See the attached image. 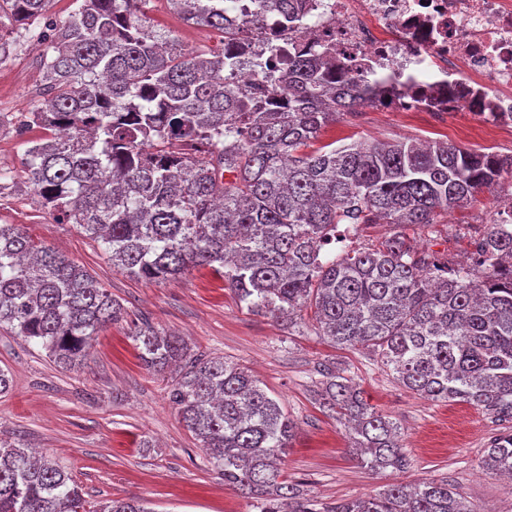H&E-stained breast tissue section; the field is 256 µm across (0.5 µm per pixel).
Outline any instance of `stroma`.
<instances>
[{"instance_id": "obj_1", "label": "stroma", "mask_w": 512, "mask_h": 512, "mask_svg": "<svg viewBox=\"0 0 512 512\" xmlns=\"http://www.w3.org/2000/svg\"><path fill=\"white\" fill-rule=\"evenodd\" d=\"M149 31L175 35L191 48H217L221 32L187 26L168 0H150ZM41 48L22 41L0 62V113L17 114L41 104L45 75ZM469 118L442 121L422 112L360 107L325 129L320 143L355 140L447 142L471 151L512 153V133L470 130ZM502 186L457 209L453 223L409 228L414 244L449 259H465L474 232L497 217ZM0 224L23 225L37 240L83 264L128 311L92 343L87 366L65 371L44 350L0 329V368L12 377L0 395V432L31 445L66 467L83 493L94 499L137 498L155 512H255L225 486L168 399L169 386L140 363L132 339L135 323L182 336L195 353L237 361L277 396L296 424L284 474L323 502L376 494L384 486L447 478L476 512H512V483L482 467L483 448L500 425L492 415L463 402H434L397 383L363 348L338 349L316 336L311 320L287 329L252 314L208 267L155 283L113 269L101 247L73 224L59 223L33 190L0 196ZM338 368L365 399L400 427L412 460L403 473L375 474L349 450L347 429L320 407L325 369ZM150 448H143V441Z\"/></svg>"}]
</instances>
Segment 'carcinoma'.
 Returning <instances> with one entry per match:
<instances>
[{"label": "carcinoma", "instance_id": "cac0c4a2", "mask_svg": "<svg viewBox=\"0 0 512 512\" xmlns=\"http://www.w3.org/2000/svg\"><path fill=\"white\" fill-rule=\"evenodd\" d=\"M49 0H0V55L23 29L41 46L46 104L16 116L29 140L22 162L41 205L93 242L112 267L137 279L176 280L208 266L258 316L298 324L312 311L316 335L363 347L406 389L458 399L503 425L482 465L512 478V205L474 241L470 261L410 244L426 228L512 178V155L448 143L325 144L329 124L373 104L368 81L336 83L323 54L288 57L277 47L243 58L187 49L144 25L149 0H79L57 24L31 25ZM186 23L224 31L227 0H172ZM275 12L288 34L303 0H256L252 35ZM244 66L266 74L251 94L226 81ZM364 224H387L376 246L336 254ZM127 312L75 261L0 224V327L45 350L67 370L87 364L94 337ZM139 356L170 377L169 399L206 459L258 512H475L443 479L393 483L374 496L331 503L285 479L294 423L254 375L222 357L190 352L179 337L143 323ZM319 405L344 419L351 450L374 473H403L411 460L397 423L346 375L328 373ZM0 512H155L135 500L91 502L71 473L0 437Z\"/></svg>", "mask_w": 512, "mask_h": 512}]
</instances>
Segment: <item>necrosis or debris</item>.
<instances>
[{
    "mask_svg": "<svg viewBox=\"0 0 512 512\" xmlns=\"http://www.w3.org/2000/svg\"><path fill=\"white\" fill-rule=\"evenodd\" d=\"M298 41L372 73L380 109L512 130V0H308Z\"/></svg>",
    "mask_w": 512,
    "mask_h": 512,
    "instance_id": "4bbe7bcc",
    "label": "necrosis or debris"
}]
</instances>
